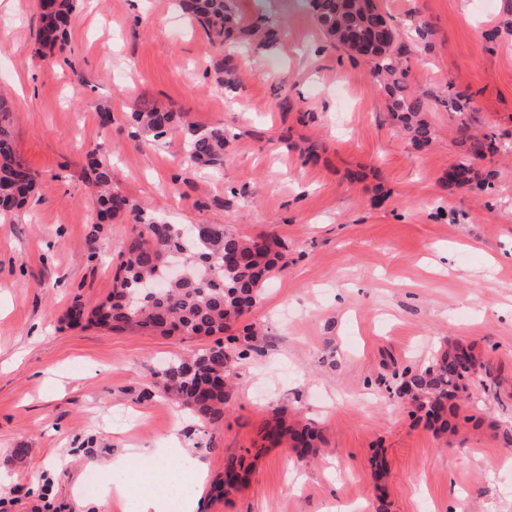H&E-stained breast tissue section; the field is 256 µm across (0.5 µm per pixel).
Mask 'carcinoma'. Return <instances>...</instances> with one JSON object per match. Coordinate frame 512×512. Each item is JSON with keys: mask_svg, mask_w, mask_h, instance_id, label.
<instances>
[{"mask_svg": "<svg viewBox=\"0 0 512 512\" xmlns=\"http://www.w3.org/2000/svg\"><path fill=\"white\" fill-rule=\"evenodd\" d=\"M178 8L197 21L209 39L225 48L238 44V36L259 34V44L280 45L285 32L275 25L248 31L241 27L228 0H175ZM316 27L328 46L352 61L371 66L391 124L398 126L412 147L423 150L435 140L427 118L438 104L459 119L456 128L460 157L447 174L448 188L494 190L497 172L481 168L478 161L495 154H512V142L493 131L472 126L478 112L474 97L448 83L444 95L418 92L408 84L411 50L402 40L382 0H310ZM76 0H39L40 25L36 43L41 49L60 51L67 45V31ZM8 101L0 97V213L19 209L35 187V175L16 154L7 123ZM141 135L157 140L178 131L184 138L190 161L219 171L230 144L222 126L201 128L185 120V113L147 106L131 113ZM92 203L97 213L93 232L112 218L130 212L138 227L120 254L112 291L97 304L72 305L66 313L74 324L83 322L111 331L137 330L160 336H214V345L187 357L169 361L160 373L164 393L173 395L199 419L216 423L224 418L230 400V382L237 359L245 355L224 343L252 341L255 332L244 327V336L228 331L255 305L262 286L278 269L282 254L277 240L268 235L234 234L221 223L187 227L164 219L145 217L123 194L110 187V170L100 147L86 150ZM226 335V340L219 339ZM501 368L471 344L452 343L436 350L420 368H404L401 394L411 414L436 432L456 434L474 416L461 414L463 396L472 389L492 390L500 396ZM261 439L271 447L294 449L301 459L316 457L320 437L308 423L282 412L261 429ZM244 458L224 460V475L213 487L218 496L239 491L246 482Z\"/></svg>", "mask_w": 512, "mask_h": 512, "instance_id": "carcinoma-1", "label": "carcinoma"}]
</instances>
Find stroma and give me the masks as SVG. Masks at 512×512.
<instances>
[{
	"label": "stroma",
	"mask_w": 512,
	"mask_h": 512,
	"mask_svg": "<svg viewBox=\"0 0 512 512\" xmlns=\"http://www.w3.org/2000/svg\"><path fill=\"white\" fill-rule=\"evenodd\" d=\"M415 53L413 88L469 90L483 128L512 141V0H384ZM246 25L288 36L274 51L246 45L241 85L214 81L224 51L173 0H77L64 52L35 53L37 0H0V96L10 135L31 168L34 197L0 216V512H128V501L84 489L88 473L119 483L177 435L186 468H205L197 512H512V399L474 390L477 417L460 437L437 435L390 394L394 368L427 364L444 341L472 343L501 364L512 389V156L485 195L444 184L458 159V119L430 113L436 139L413 149L384 119L368 66L325 48L294 0H234ZM434 26L430 48L412 20ZM499 28L495 40L485 34ZM291 108L282 111L280 103ZM224 126L223 176L192 165L180 133L135 136L143 103ZM112 123L101 126L99 110ZM317 144L307 158L300 147ZM100 145L114 190L144 215L227 225L285 246L246 316L263 331L235 367L217 424L156 387L164 361L213 345L205 336H154L70 325L74 302L110 293L135 220L126 213L90 238L85 152ZM285 408L323 439L314 462L258 448L261 427ZM251 465L224 500L211 486L224 460ZM121 468L106 471L108 460Z\"/></svg>",
	"instance_id": "stroma-1"
}]
</instances>
